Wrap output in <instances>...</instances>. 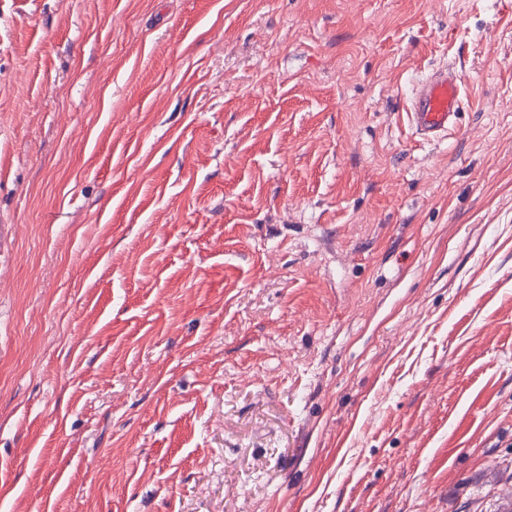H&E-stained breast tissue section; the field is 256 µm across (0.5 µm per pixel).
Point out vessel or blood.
<instances>
[{"mask_svg":"<svg viewBox=\"0 0 512 512\" xmlns=\"http://www.w3.org/2000/svg\"><path fill=\"white\" fill-rule=\"evenodd\" d=\"M463 77L444 66L422 79L408 98V124L420 139L430 142L446 137L458 125Z\"/></svg>","mask_w":512,"mask_h":512,"instance_id":"1","label":"vessel or blood"}]
</instances>
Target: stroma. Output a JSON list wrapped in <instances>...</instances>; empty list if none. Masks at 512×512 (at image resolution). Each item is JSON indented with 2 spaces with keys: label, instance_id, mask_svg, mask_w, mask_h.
<instances>
[{
  "label": "stroma",
  "instance_id": "stroma-1",
  "mask_svg": "<svg viewBox=\"0 0 512 512\" xmlns=\"http://www.w3.org/2000/svg\"><path fill=\"white\" fill-rule=\"evenodd\" d=\"M511 488L512 0H0V512ZM463 77L453 66L434 70L422 79L408 98V124L423 141H437L458 126Z\"/></svg>",
  "mask_w": 512,
  "mask_h": 512
}]
</instances>
